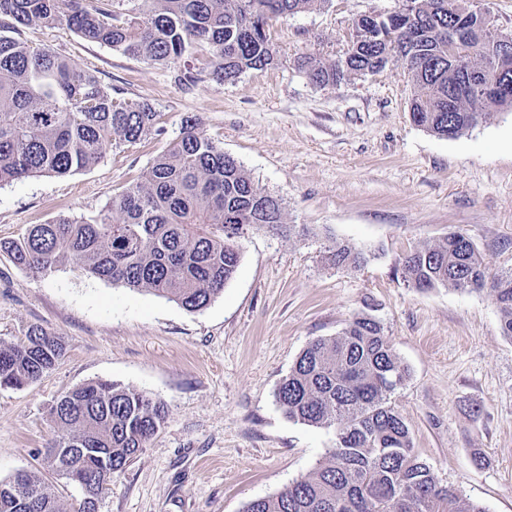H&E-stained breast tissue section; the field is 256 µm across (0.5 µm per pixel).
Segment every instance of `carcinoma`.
I'll use <instances>...</instances> for the list:
<instances>
[{
    "mask_svg": "<svg viewBox=\"0 0 512 512\" xmlns=\"http://www.w3.org/2000/svg\"><path fill=\"white\" fill-rule=\"evenodd\" d=\"M133 17L121 0H0V183L29 176H66L97 164L107 148L135 144L155 126L145 102L117 100L99 78L69 58L21 39V28L65 24L82 38L147 62L166 64L194 44L213 52L214 78L232 81L274 61L269 22L311 9L319 0H143ZM487 13L466 0H402L348 44L330 63L310 62L312 83L366 75L392 57L413 85L411 120L455 139L512 108V90L487 98L472 90L455 101L448 87L477 59L492 81L512 75V56L498 53ZM285 222L279 198L259 187L243 166L199 127L185 120L142 181L90 218L61 216L32 224L3 242L13 263L47 276L59 266L126 288L150 291L188 311L206 308L224 290L250 230ZM338 269L367 261L354 245L329 248ZM401 277L429 289L490 291L504 336L512 339V269L494 271L463 232L409 252ZM62 337L30 327L17 344L0 343V387L21 389L55 368ZM407 368L381 323L354 315L341 332L312 340L278 384L274 396L291 420L334 431L335 446L314 471L274 496L250 501L243 512H485L457 489L439 485L419 460L410 430L390 397ZM57 435L44 463L57 478L103 471L119 474L146 448L165 421L164 405L144 392L108 380L90 382L50 409ZM108 486L97 482L75 512H97ZM0 512H64L54 485L19 470L0 480Z\"/></svg>",
    "mask_w": 512,
    "mask_h": 512,
    "instance_id": "cac0c4a2",
    "label": "carcinoma"
}]
</instances>
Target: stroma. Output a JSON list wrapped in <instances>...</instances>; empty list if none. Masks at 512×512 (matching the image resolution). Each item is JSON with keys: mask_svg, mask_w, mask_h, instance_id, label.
<instances>
[{"mask_svg": "<svg viewBox=\"0 0 512 512\" xmlns=\"http://www.w3.org/2000/svg\"><path fill=\"white\" fill-rule=\"evenodd\" d=\"M400 3L320 0L274 19L273 65L226 83L212 78L205 47L153 64L64 25L22 29L28 43L93 71L113 97L148 102L162 117L91 169L0 185V241L60 216L98 214L190 118L310 234L249 232L234 277L198 312L68 265L37 277L0 252V342H20L36 325L65 343L39 381L0 388V480L25 469L55 482L64 505L79 501L80 490L43 464L55 435L49 412L62 394L109 380L162 401L166 420L113 477L98 512H243L311 473L333 447V432L289 419L274 392L310 341L364 311L408 369L392 403L416 454L485 512H512V339L496 304L485 291H421L398 273L408 252L453 231L492 268H512V111L442 139L411 121L401 60L322 86L304 67L335 61L355 19ZM337 241L366 252L367 265L328 263Z\"/></svg>", "mask_w": 512, "mask_h": 512, "instance_id": "obj_1", "label": "stroma"}]
</instances>
